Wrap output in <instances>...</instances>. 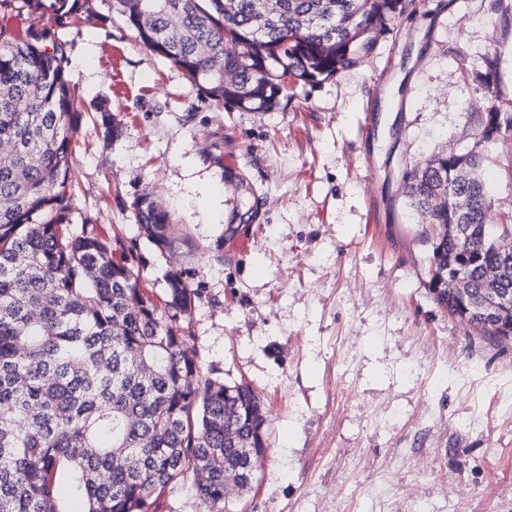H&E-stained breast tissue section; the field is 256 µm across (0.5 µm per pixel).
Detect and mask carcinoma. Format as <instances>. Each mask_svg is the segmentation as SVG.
<instances>
[{"mask_svg":"<svg viewBox=\"0 0 512 512\" xmlns=\"http://www.w3.org/2000/svg\"><path fill=\"white\" fill-rule=\"evenodd\" d=\"M415 0H113L150 52L180 67L229 106L269 110L291 77L316 84L356 66L386 17ZM60 19L79 0H53ZM239 36L238 54H224ZM232 74L230 80L224 73ZM66 44L32 25L0 42V512H66V479L80 512H150L188 471L209 512L224 503V469L241 461L263 420L224 437L229 411L259 401L247 385L202 374L178 318L197 292L167 274L162 302L144 294L140 270L117 239L68 231L71 137L81 112L70 94ZM490 119L472 147L437 154L404 174L405 196L431 241L430 291L480 338L512 336V315L489 325L453 304L448 274L464 266L473 304L512 294V224H493L481 178L486 143L512 110L469 103ZM448 196L437 210L430 202ZM152 243L187 241L150 196L137 202ZM502 266L500 277L484 269Z\"/></svg>","mask_w":512,"mask_h":512,"instance_id":"cac0c4a2","label":"carcinoma"}]
</instances>
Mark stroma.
<instances>
[{"label": "stroma", "mask_w": 512, "mask_h": 512, "mask_svg": "<svg viewBox=\"0 0 512 512\" xmlns=\"http://www.w3.org/2000/svg\"><path fill=\"white\" fill-rule=\"evenodd\" d=\"M416 2L360 65L294 84L266 112L194 87L112 0H90L77 24L41 20L66 43L82 109L73 231L119 236L154 293L182 271L197 296L180 323L202 372L248 383L268 408L266 459L231 512H512V340L478 339L435 303L432 230L401 180L473 145L470 101L512 109V28L494 0ZM485 176L512 199V135L489 146ZM148 193L190 249L146 239ZM152 512H207L194 475Z\"/></svg>", "instance_id": "35a3bbf8"}]
</instances>
